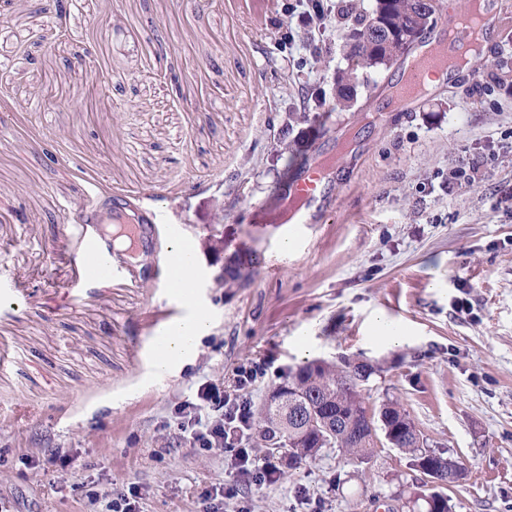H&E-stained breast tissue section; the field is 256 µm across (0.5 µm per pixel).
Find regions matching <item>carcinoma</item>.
Instances as JSON below:
<instances>
[{
	"label": "carcinoma",
	"instance_id": "1",
	"mask_svg": "<svg viewBox=\"0 0 512 512\" xmlns=\"http://www.w3.org/2000/svg\"><path fill=\"white\" fill-rule=\"evenodd\" d=\"M410 0H391L388 21L398 29L409 28L416 36L423 32L433 15L418 13L410 16ZM374 23L366 22V13L355 17L350 31L347 69L337 78L336 105L349 101L350 74L357 69L375 68L386 64V56L379 44H372L366 34ZM373 372L372 366L343 363L309 362L301 366L288 381L275 386L261 405L259 424L267 427L265 437L275 438L283 446L295 449L293 458H313L323 448H339L364 462L375 452V439L384 433L396 448L407 451L414 467L430 465L438 471L448 468L445 457L416 445L411 431L415 425L399 403L388 401L379 407L380 420L367 418L369 408L362 395V385ZM326 421L330 431L317 430L310 421ZM425 488L414 492L412 512H452L448 495L424 499Z\"/></svg>",
	"mask_w": 512,
	"mask_h": 512
}]
</instances>
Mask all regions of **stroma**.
Instances as JSON below:
<instances>
[{
	"mask_svg": "<svg viewBox=\"0 0 512 512\" xmlns=\"http://www.w3.org/2000/svg\"><path fill=\"white\" fill-rule=\"evenodd\" d=\"M281 0H0V502L10 512H408L424 476L384 444L365 463L335 448L288 465L258 429L253 484L223 450L192 448L172 419L205 381L262 361L260 406L308 361L370 362L371 406L397 400L428 448L461 460L453 512H512V38L459 80L374 121L395 59L336 108L348 48L335 25L279 43ZM327 165L316 223L286 238L285 190ZM476 167L478 179L449 184ZM144 225L159 256L196 253L187 304L150 259L113 252L85 278L113 214ZM289 249H282V242ZM259 259L243 286L219 267ZM469 311L454 308L457 299ZM211 329L164 373L154 341L192 309ZM384 318L404 342L373 340ZM72 462L35 471L21 456Z\"/></svg>",
	"mask_w": 512,
	"mask_h": 512,
	"instance_id": "stroma-1",
	"label": "stroma"
}]
</instances>
